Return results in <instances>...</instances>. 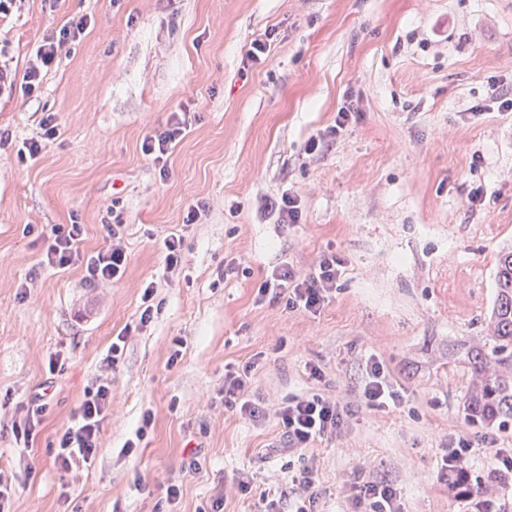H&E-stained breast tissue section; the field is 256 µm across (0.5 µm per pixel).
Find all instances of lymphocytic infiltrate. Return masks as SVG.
Returning a JSON list of instances; mask_svg holds the SVG:
<instances>
[{
    "mask_svg": "<svg viewBox=\"0 0 512 512\" xmlns=\"http://www.w3.org/2000/svg\"><path fill=\"white\" fill-rule=\"evenodd\" d=\"M86 17L71 18L57 31L51 32L35 47L33 57L24 73L13 72L8 65H0V96L22 95L31 97L41 91L47 71L56 63L67 45L79 39L86 31ZM185 113H171L165 126L147 136L142 151L155 164L166 165L173 148L186 132ZM84 234L80 224H66L52 228L48 238L45 260L51 267L64 269L77 262L85 264V279L89 283L115 281L124 274L128 256L121 237H113L111 244L90 256H83L79 244ZM345 261L333 252L322 254L312 269L304 275L293 266L284 264L272 270L259 287V296L274 294L285 298L288 309L316 314L329 303L336 283L340 279ZM252 365L224 374V405L250 420H258L267 410L259 400L248 396ZM363 396L374 409L390 410L399 407L403 394L393 384L386 368L377 357L365 363ZM112 402L110 384H99L85 391L78 412L59 436L54 457L63 470L77 463H91L99 447L101 425ZM288 440L289 447L305 449L317 442L336 436L345 423L346 411L336 402L313 394L295 397L275 410Z\"/></svg>",
    "mask_w": 512,
    "mask_h": 512,
    "instance_id": "obj_1",
    "label": "lymphocytic infiltrate"
}]
</instances>
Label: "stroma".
<instances>
[{
	"label": "stroma",
	"instance_id": "35a3bbf8",
	"mask_svg": "<svg viewBox=\"0 0 512 512\" xmlns=\"http://www.w3.org/2000/svg\"><path fill=\"white\" fill-rule=\"evenodd\" d=\"M74 16L88 27L40 95L0 99L9 512H207L218 500L221 512H256L263 493L301 496L282 468L310 461L317 512H360L352 495L367 481L400 488L401 512H480L442 477L452 437L474 441L469 476L512 512V474L498 477L493 451L477 444L489 431L512 448V423L467 422L474 376L448 358L455 341L487 335L498 258L512 250V113L484 105L490 78L512 82V0H14L0 18V60L24 71L44 35ZM257 39L271 51L246 66ZM349 96L356 118L306 152ZM173 112L189 125L163 177L141 145ZM50 113L57 136L40 160H20L19 145ZM287 189L302 210L294 226L267 205ZM199 200L206 210L186 224ZM74 221L86 253L118 227L128 252L118 281L91 285L82 265L45 263L52 227ZM170 234L184 239L171 271ZM327 250L346 268L319 314L258 299L274 267L305 274ZM122 332L124 353L107 366ZM372 354L404 391L400 409L367 407ZM249 362V392L267 409L256 421L225 408L222 394L225 369ZM104 381L112 403L92 465L58 469L59 434ZM312 393L349 410L348 424L289 448L273 409ZM40 395L43 421L25 448L15 428ZM241 471L254 477L247 495L235 488Z\"/></svg>",
	"mask_w": 512,
	"mask_h": 512
}]
</instances>
